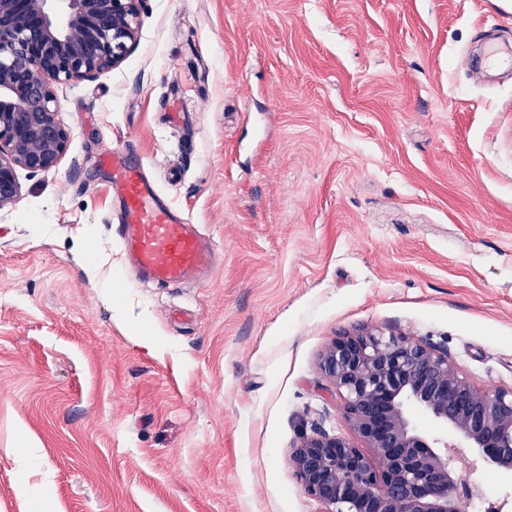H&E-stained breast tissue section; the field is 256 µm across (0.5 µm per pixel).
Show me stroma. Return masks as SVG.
Instances as JSON below:
<instances>
[{
	"instance_id": "1",
	"label": "stroma",
	"mask_w": 512,
	"mask_h": 512,
	"mask_svg": "<svg viewBox=\"0 0 512 512\" xmlns=\"http://www.w3.org/2000/svg\"><path fill=\"white\" fill-rule=\"evenodd\" d=\"M496 2L145 0L118 68L54 84L66 156L0 211V512H321L290 456L355 439L318 361L362 326L512 386V74L460 64ZM119 144L205 285L129 273Z\"/></svg>"
}]
</instances>
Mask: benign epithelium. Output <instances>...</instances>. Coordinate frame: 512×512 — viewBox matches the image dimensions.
Returning a JSON list of instances; mask_svg holds the SVG:
<instances>
[{
    "instance_id": "1",
    "label": "benign epithelium",
    "mask_w": 512,
    "mask_h": 512,
    "mask_svg": "<svg viewBox=\"0 0 512 512\" xmlns=\"http://www.w3.org/2000/svg\"><path fill=\"white\" fill-rule=\"evenodd\" d=\"M144 0H0V210L15 205L18 172L59 166L70 131L54 83L111 72L136 46ZM320 367L373 454L326 432L290 461L322 512H465V480L481 463L512 472V387L460 377L448 353L405 334L359 328L336 336ZM435 431H422L412 412Z\"/></svg>"
}]
</instances>
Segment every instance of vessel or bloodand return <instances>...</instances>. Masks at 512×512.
<instances>
[{
	"label": "vessel or blood",
	"instance_id": "1",
	"mask_svg": "<svg viewBox=\"0 0 512 512\" xmlns=\"http://www.w3.org/2000/svg\"><path fill=\"white\" fill-rule=\"evenodd\" d=\"M123 219L115 235L141 280L160 288L204 283L218 263L212 241L163 200L130 148L107 155Z\"/></svg>",
	"mask_w": 512,
	"mask_h": 512
}]
</instances>
